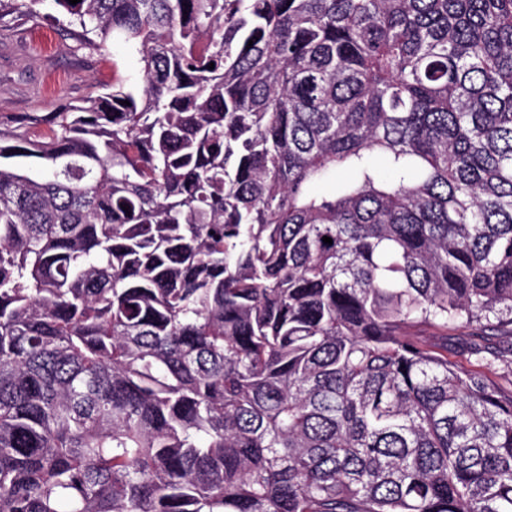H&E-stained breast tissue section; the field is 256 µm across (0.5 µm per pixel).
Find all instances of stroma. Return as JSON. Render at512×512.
Here are the masks:
<instances>
[{
  "label": "stroma",
  "mask_w": 512,
  "mask_h": 512,
  "mask_svg": "<svg viewBox=\"0 0 512 512\" xmlns=\"http://www.w3.org/2000/svg\"><path fill=\"white\" fill-rule=\"evenodd\" d=\"M124 74L137 72L135 55L125 46L103 50L79 46L39 17L13 14L0 22V127L20 126L28 116H46L112 80V64Z\"/></svg>",
  "instance_id": "obj_1"
}]
</instances>
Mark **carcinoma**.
Listing matches in <instances>:
<instances>
[{"label":"carcinoma","instance_id":"cac0c4a2","mask_svg":"<svg viewBox=\"0 0 512 512\" xmlns=\"http://www.w3.org/2000/svg\"><path fill=\"white\" fill-rule=\"evenodd\" d=\"M28 2L141 86L0 128V512H512V0Z\"/></svg>","mask_w":512,"mask_h":512}]
</instances>
